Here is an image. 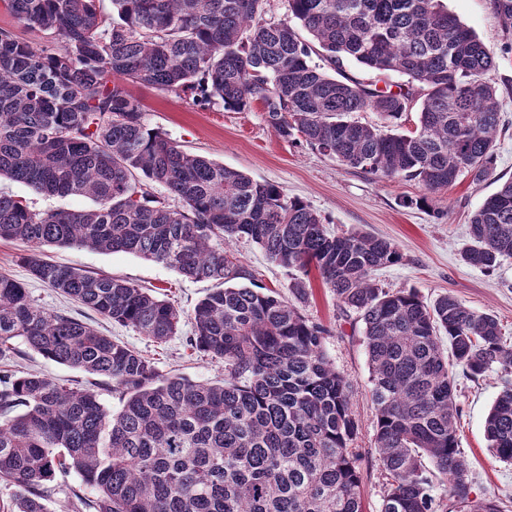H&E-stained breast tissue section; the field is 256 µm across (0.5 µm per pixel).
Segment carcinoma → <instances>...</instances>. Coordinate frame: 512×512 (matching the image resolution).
Wrapping results in <instances>:
<instances>
[{
	"instance_id": "obj_1",
	"label": "carcinoma",
	"mask_w": 512,
	"mask_h": 512,
	"mask_svg": "<svg viewBox=\"0 0 512 512\" xmlns=\"http://www.w3.org/2000/svg\"><path fill=\"white\" fill-rule=\"evenodd\" d=\"M0 0L39 45L0 26V178L48 196L86 195L90 210L35 212L0 194V240L27 244L30 275L104 318L164 343L182 314L150 289L43 258L46 246L123 252L221 287L195 306L190 345L224 362V380L163 376L152 359L65 314L0 274V359L21 339L59 364L112 382L60 385L0 370V482L15 493L0 512H47L59 473L76 474L94 512H365L357 425L346 378L328 360L329 329L247 276L232 244L247 239L278 265L314 269L364 324L374 446L385 474L381 512H503L472 497L459 451L455 372H512L497 317L451 294L429 304L373 278L402 260L393 242L335 234L282 188L191 154L146 127L143 83L227 111L258 107L284 139L298 140L372 178L416 180L430 195L494 169L500 104L487 79L494 56L445 0ZM305 30V39L300 30ZM327 62L337 75L313 62ZM400 74L394 91L342 73L344 60ZM418 108V123L398 131ZM377 113L368 126L358 112ZM470 265L512 258V181L470 218ZM448 350L442 348V337ZM489 448L512 463V385L485 419ZM430 462L446 480L435 494Z\"/></svg>"
}]
</instances>
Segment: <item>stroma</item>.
Wrapping results in <instances>:
<instances>
[{"label":"stroma","instance_id":"stroma-1","mask_svg":"<svg viewBox=\"0 0 512 512\" xmlns=\"http://www.w3.org/2000/svg\"><path fill=\"white\" fill-rule=\"evenodd\" d=\"M446 4L495 57L489 78L502 104L504 129L497 139L492 174L480 183L462 179L452 188L433 194L426 207L416 204L423 193L417 181L371 179L306 144L279 137L262 112H230L218 106L204 110L189 100L149 86L135 84L131 90L144 105L147 127L184 149L281 187L288 196L301 198L325 216L335 232L359 229L397 244L403 255L401 262L374 273L383 287L415 289L429 303L440 295L453 294L471 309L496 315L512 339V258L491 273L461 258V250L468 241L470 214L503 181L512 179V29L502 25L493 0H446ZM1 192L25 200L36 212L82 210L91 205L83 196L49 197L8 179L0 180ZM235 248L257 287L270 288L284 298H291V271L270 262L259 247L249 242L239 241ZM24 250L22 242L1 241L0 273L23 283L46 311L68 313L136 348L153 359L160 374H176L200 383L223 379V362L204 356L189 345V316L207 293L209 282L185 278L167 266L128 253L46 248L49 261L126 279L173 303L183 315L179 331L167 342L158 344L33 279L18 260ZM307 286L308 297L300 310L308 319L330 330L324 342L326 355L351 384L352 408L358 421L353 445L360 454L366 512H379L384 476L374 449V413L363 325L355 312L339 306L318 273H310ZM8 364L13 369L45 374L63 384L88 379L84 372L45 359L25 347ZM511 382L512 373L498 367L474 381L461 374L455 377L460 408L457 436L468 464L473 494L505 503L507 512H512V463H503L492 453L484 421L503 385Z\"/></svg>","mask_w":512,"mask_h":512}]
</instances>
